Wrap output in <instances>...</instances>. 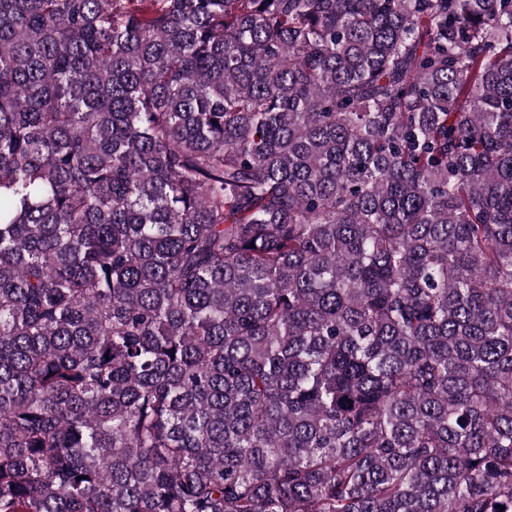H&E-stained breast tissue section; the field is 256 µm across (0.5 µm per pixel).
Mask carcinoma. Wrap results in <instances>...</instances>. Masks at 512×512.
<instances>
[{
    "mask_svg": "<svg viewBox=\"0 0 512 512\" xmlns=\"http://www.w3.org/2000/svg\"><path fill=\"white\" fill-rule=\"evenodd\" d=\"M0 512H512V0H0Z\"/></svg>",
    "mask_w": 512,
    "mask_h": 512,
    "instance_id": "1",
    "label": "carcinoma"
}]
</instances>
